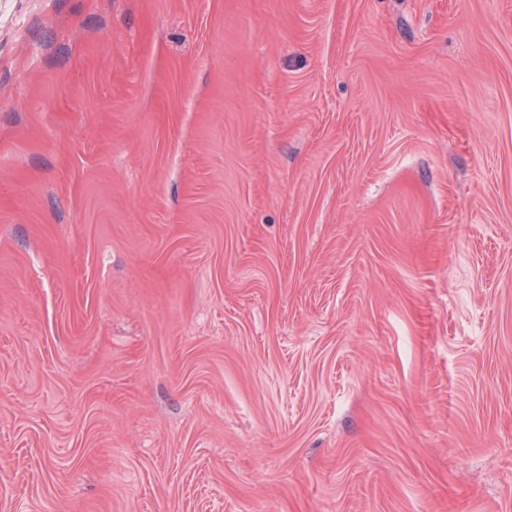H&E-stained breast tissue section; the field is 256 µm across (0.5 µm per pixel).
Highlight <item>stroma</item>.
<instances>
[{"label": "stroma", "instance_id": "stroma-1", "mask_svg": "<svg viewBox=\"0 0 512 512\" xmlns=\"http://www.w3.org/2000/svg\"><path fill=\"white\" fill-rule=\"evenodd\" d=\"M0 512H512V0H0Z\"/></svg>", "mask_w": 512, "mask_h": 512}]
</instances>
